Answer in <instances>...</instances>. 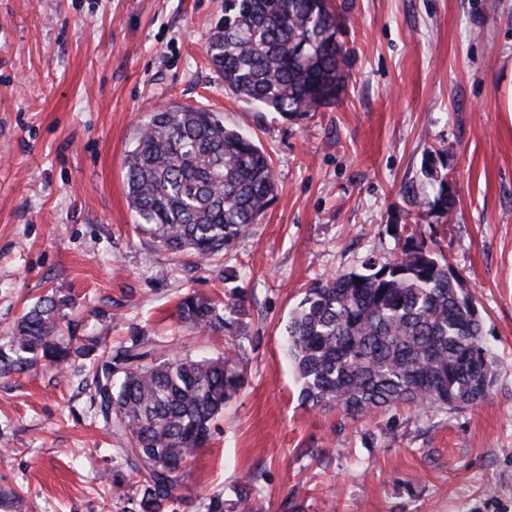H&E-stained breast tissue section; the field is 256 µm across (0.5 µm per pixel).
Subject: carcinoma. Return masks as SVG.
I'll return each mask as SVG.
<instances>
[{
  "label": "carcinoma",
  "mask_w": 512,
  "mask_h": 512,
  "mask_svg": "<svg viewBox=\"0 0 512 512\" xmlns=\"http://www.w3.org/2000/svg\"><path fill=\"white\" fill-rule=\"evenodd\" d=\"M340 15L328 0H224L206 53L241 100L284 114L336 103L348 82L336 38ZM138 224L174 254L199 262L230 250L260 220L276 191L264 151L216 112L171 105L138 125L125 159ZM433 197L421 207L452 211L448 174L435 157L423 171ZM68 299L28 309L0 349V376L29 374L46 361L91 390L95 415L136 474L129 512H177L183 468L211 440L226 402L245 384L240 353L167 355L137 330L115 346L78 336ZM240 296L183 294L181 326L231 333ZM288 352L313 407L339 406L354 420L404 403L423 413L460 410L493 393L494 361L483 322L448 259L423 237H406L392 263L315 282L288 324ZM204 498V512H254L249 496Z\"/></svg>",
  "instance_id": "cac0c4a2"
}]
</instances>
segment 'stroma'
Masks as SVG:
<instances>
[{
	"mask_svg": "<svg viewBox=\"0 0 512 512\" xmlns=\"http://www.w3.org/2000/svg\"><path fill=\"white\" fill-rule=\"evenodd\" d=\"M349 83L290 118L241 101L209 65L224 0H0V347L25 308L70 298L77 332L115 344L177 333L186 290L240 289L245 385L180 479L258 512H512V0H331ZM251 135L277 185L251 234L202 267L139 231L125 157L169 104ZM441 150L450 217L415 204ZM414 214L459 272L496 358L492 396L429 416L352 420L311 407L286 353L317 279L386 261ZM88 392L42 366L0 378V489L22 512H121L99 482L112 454Z\"/></svg>",
	"mask_w": 512,
	"mask_h": 512,
	"instance_id": "obj_1",
	"label": "stroma"
}]
</instances>
